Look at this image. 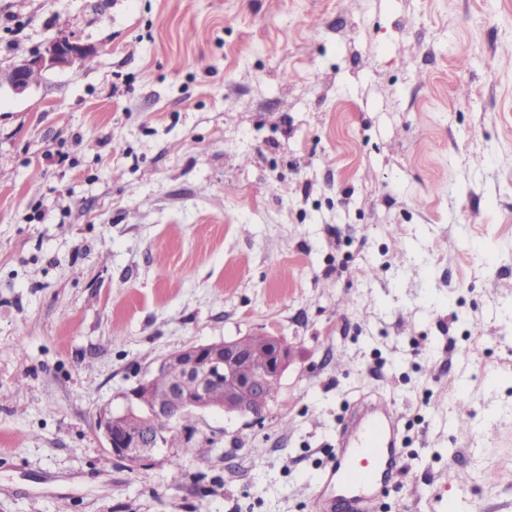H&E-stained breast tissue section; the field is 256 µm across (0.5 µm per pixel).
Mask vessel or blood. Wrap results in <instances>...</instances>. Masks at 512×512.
Masks as SVG:
<instances>
[{
  "instance_id": "obj_1",
  "label": "vessel or blood",
  "mask_w": 512,
  "mask_h": 512,
  "mask_svg": "<svg viewBox=\"0 0 512 512\" xmlns=\"http://www.w3.org/2000/svg\"><path fill=\"white\" fill-rule=\"evenodd\" d=\"M397 434V413L388 400H357L333 465L315 481L318 512H373L376 487L401 474Z\"/></svg>"
}]
</instances>
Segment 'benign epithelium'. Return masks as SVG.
Listing matches in <instances>:
<instances>
[{
  "label": "benign epithelium",
  "mask_w": 512,
  "mask_h": 512,
  "mask_svg": "<svg viewBox=\"0 0 512 512\" xmlns=\"http://www.w3.org/2000/svg\"><path fill=\"white\" fill-rule=\"evenodd\" d=\"M91 48L74 36L48 40L42 49L0 73V88L21 94L32 86L30 75L51 68L82 65ZM264 369L245 373L252 352L240 341L189 343L163 356L123 394L125 407L100 411L96 420L105 447L132 467L145 466L161 451L166 435L185 414L224 410L257 421L269 413V385L281 380L292 353L278 336L267 337ZM166 376L160 385L157 377ZM224 382L225 404L211 402L215 383Z\"/></svg>",
  "instance_id": "1"
}]
</instances>
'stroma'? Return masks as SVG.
<instances>
[{
	"mask_svg": "<svg viewBox=\"0 0 512 512\" xmlns=\"http://www.w3.org/2000/svg\"><path fill=\"white\" fill-rule=\"evenodd\" d=\"M68 35L0 90V512H315L364 394L380 512H512V0H0V71ZM257 334L262 421L106 452L156 359ZM94 52L73 36H60L48 40L42 49L28 58L20 60L10 69L0 73V89L7 86L12 92L21 94L32 86L30 75L51 68L81 66ZM91 58L85 64L89 63Z\"/></svg>",
	"mask_w": 512,
	"mask_h": 512,
	"instance_id": "1",
	"label": "stroma"
}]
</instances>
